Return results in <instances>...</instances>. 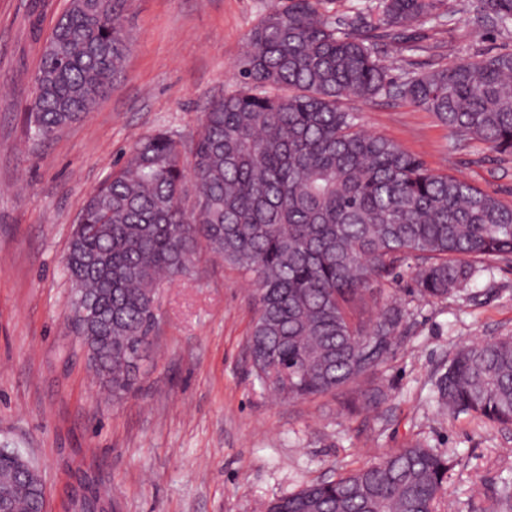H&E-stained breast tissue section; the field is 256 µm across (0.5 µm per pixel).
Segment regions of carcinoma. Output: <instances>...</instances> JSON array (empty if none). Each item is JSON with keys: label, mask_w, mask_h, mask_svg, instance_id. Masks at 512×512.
<instances>
[{"label": "carcinoma", "mask_w": 512, "mask_h": 512, "mask_svg": "<svg viewBox=\"0 0 512 512\" xmlns=\"http://www.w3.org/2000/svg\"><path fill=\"white\" fill-rule=\"evenodd\" d=\"M128 0H70L43 44L27 106L29 134L51 139L87 116L123 73ZM443 0H362L334 20L329 0H289L251 30L235 87L211 101L189 141L166 130L142 137L88 195L64 270L69 322L103 388L121 397L159 328L164 282L205 250L250 277L256 315L249 352L256 377L278 395L353 389L350 406L383 395L407 315L381 288L415 261L416 294L446 299L479 265L512 259V203L435 171L362 128L345 99L419 106L448 128L455 149L480 144L512 156V51L447 68H401L378 56L427 49L423 29ZM474 9L512 34V0ZM439 403L512 427V336L458 349ZM0 453L8 512H39L41 491ZM450 460L415 441L334 480L271 502L267 512H429L444 496ZM512 512V481L494 492Z\"/></svg>", "instance_id": "obj_1"}]
</instances>
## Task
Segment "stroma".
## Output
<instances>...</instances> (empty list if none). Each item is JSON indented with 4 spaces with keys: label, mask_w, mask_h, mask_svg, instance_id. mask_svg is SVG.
I'll return each mask as SVG.
<instances>
[{
    "label": "stroma",
    "mask_w": 512,
    "mask_h": 512,
    "mask_svg": "<svg viewBox=\"0 0 512 512\" xmlns=\"http://www.w3.org/2000/svg\"><path fill=\"white\" fill-rule=\"evenodd\" d=\"M288 0H128L124 75L87 117L33 141L26 107L41 46L68 0H0V448L39 472L49 512H68L81 479L111 512H264L268 502L331 480L413 439L450 455L444 512H492L512 480V428L438 409L437 384L464 344L512 336V263H496L471 294L412 301L407 269L387 286L407 331L380 377L385 400L348 413L342 393L289 400L254 376L250 281L201 254L194 275L160 290V330L134 393L93 378L69 320L63 269L89 192L143 135H196L208 103L234 86L248 34ZM416 68L512 50V36L443 0ZM364 129L512 202V158L482 145L453 149L422 108L346 101Z\"/></svg>",
    "instance_id": "1"
}]
</instances>
